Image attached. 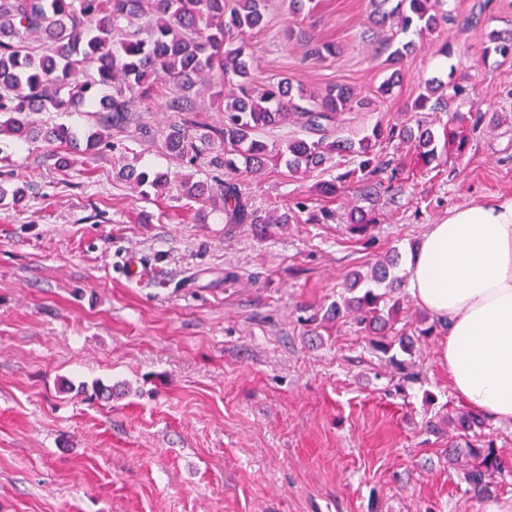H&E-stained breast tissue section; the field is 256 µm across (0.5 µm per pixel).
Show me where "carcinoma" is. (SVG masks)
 Returning <instances> with one entry per match:
<instances>
[{"label":"carcinoma","instance_id":"cac0c4a2","mask_svg":"<svg viewBox=\"0 0 512 512\" xmlns=\"http://www.w3.org/2000/svg\"><path fill=\"white\" fill-rule=\"evenodd\" d=\"M369 19L383 24L393 19L403 32H432L438 24L442 0H371ZM266 0H0V140H29L43 137L71 152L93 150L112 128L135 120L139 105L166 97L164 83L171 82L181 95L166 97L176 112H193L192 95L198 85L214 87L224 97V127L209 129L181 122L168 128L165 150L182 163L193 165L208 158L217 172L212 182L181 181L183 196L194 202L220 203L227 224H286L288 213L272 215L252 207L236 182L243 172H255L269 158L292 173H306L337 154L351 153L356 167L343 178L370 182L382 171L374 153L384 131L377 126L358 140L330 139L328 128L352 109L351 88L335 84L325 92L293 86L288 78L258 85L252 78L253 56L248 38L264 26ZM414 43L394 46L386 38L380 49L388 62L397 64ZM484 59L512 57V32L491 31L482 48ZM440 80L425 83V91L413 102L416 112H440L443 91L454 95L462 88ZM235 85L224 96V83ZM112 93L99 96V89ZM70 105H87L98 115L96 125L77 131L64 124L38 128L30 120L33 112H59ZM302 123L318 138H292L271 149L255 137L266 127L290 119ZM418 148L417 162L426 167L437 157L431 125L421 120L417 131H407ZM119 176L133 185L140 196L161 197L167 192L168 177L162 172L123 167ZM370 280L387 284L379 293L365 288L330 307L327 317L341 319L349 314L372 336L376 347L390 352L394 346L408 350L402 337L388 340L400 302L394 299L398 279L389 267L379 264ZM463 433L483 425L473 413L455 419ZM448 460L460 469L464 492L472 498L492 494L491 476L501 470L493 445L485 448H450Z\"/></svg>","mask_w":512,"mask_h":512}]
</instances>
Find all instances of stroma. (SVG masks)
Instances as JSON below:
<instances>
[{
	"label": "stroma",
	"mask_w": 512,
	"mask_h": 512,
	"mask_svg": "<svg viewBox=\"0 0 512 512\" xmlns=\"http://www.w3.org/2000/svg\"><path fill=\"white\" fill-rule=\"evenodd\" d=\"M288 2L269 0L249 38L252 76L365 99L334 134L384 130L371 196L354 179L321 193L350 169L343 158L305 174L271 164L239 184L255 208H299L298 222L262 237L225 223L182 196L184 175L213 171L165 151L183 115L161 100L65 166L40 138L0 145V182L26 188L0 201V512H512V422L464 436L448 424L466 405L438 361L446 327L419 335L425 312L397 288L412 348L393 365L354 318H324L351 273L409 257L455 207L512 195V59L481 57L487 33L512 32V0H448L449 21L415 38L386 98L377 48L391 29L369 21L370 0H317L296 20ZM316 41L338 56H309ZM452 64L466 144L449 155L437 118V159L422 169L389 131L415 126L413 99ZM479 112L498 119L475 124ZM128 164L168 174L169 193L134 196L118 175ZM325 209L333 219L309 223ZM361 211L371 229L357 236ZM131 255L147 271L137 286L122 274ZM488 442L496 492L471 500L448 446Z\"/></svg>",
	"instance_id": "stroma-1"
}]
</instances>
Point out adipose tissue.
<instances>
[{"instance_id":"obj_1","label":"adipose tissue","mask_w":512,"mask_h":512,"mask_svg":"<svg viewBox=\"0 0 512 512\" xmlns=\"http://www.w3.org/2000/svg\"><path fill=\"white\" fill-rule=\"evenodd\" d=\"M407 289L448 324L438 357L452 391L472 410L512 421V195L430 225Z\"/></svg>"}]
</instances>
